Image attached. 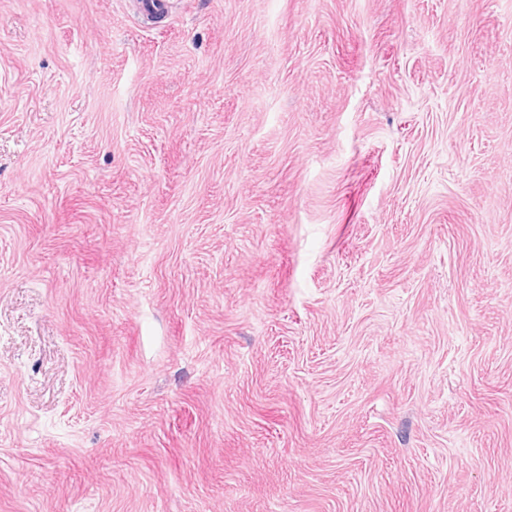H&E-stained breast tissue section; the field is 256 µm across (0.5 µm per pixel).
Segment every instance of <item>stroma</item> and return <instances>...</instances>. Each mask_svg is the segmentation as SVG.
Segmentation results:
<instances>
[{"mask_svg": "<svg viewBox=\"0 0 512 512\" xmlns=\"http://www.w3.org/2000/svg\"><path fill=\"white\" fill-rule=\"evenodd\" d=\"M0 512H512V0H0Z\"/></svg>", "mask_w": 512, "mask_h": 512, "instance_id": "1", "label": "stroma"}]
</instances>
